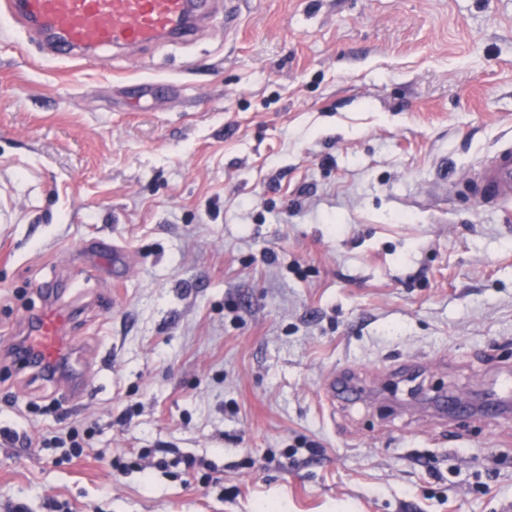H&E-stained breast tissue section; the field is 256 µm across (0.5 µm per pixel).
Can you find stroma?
<instances>
[{
  "instance_id": "obj_1",
  "label": "stroma",
  "mask_w": 512,
  "mask_h": 512,
  "mask_svg": "<svg viewBox=\"0 0 512 512\" xmlns=\"http://www.w3.org/2000/svg\"><path fill=\"white\" fill-rule=\"evenodd\" d=\"M213 2L89 62L0 26V512H503L512 222L467 176L512 0ZM52 287L77 396L12 353Z\"/></svg>"
}]
</instances>
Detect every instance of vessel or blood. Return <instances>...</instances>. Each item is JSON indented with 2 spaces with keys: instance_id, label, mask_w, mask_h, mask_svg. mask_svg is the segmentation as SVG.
I'll use <instances>...</instances> for the list:
<instances>
[{
  "instance_id": "obj_1",
  "label": "vessel or blood",
  "mask_w": 512,
  "mask_h": 512,
  "mask_svg": "<svg viewBox=\"0 0 512 512\" xmlns=\"http://www.w3.org/2000/svg\"><path fill=\"white\" fill-rule=\"evenodd\" d=\"M209 0H0V17L24 23L48 37L52 57L87 60L100 47H132L189 36ZM485 206L512 217V141L503 142L468 180ZM74 311L51 305L34 319L18 344L20 360L57 376L75 365L68 337Z\"/></svg>"
}]
</instances>
